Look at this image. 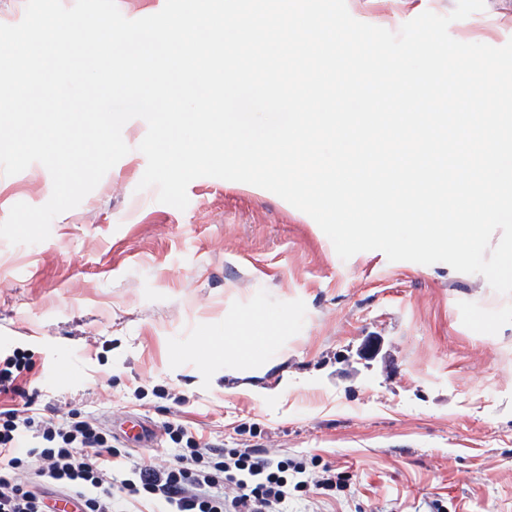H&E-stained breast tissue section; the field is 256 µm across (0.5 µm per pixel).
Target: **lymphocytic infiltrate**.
<instances>
[{
  "label": "lymphocytic infiltrate",
  "mask_w": 512,
  "mask_h": 512,
  "mask_svg": "<svg viewBox=\"0 0 512 512\" xmlns=\"http://www.w3.org/2000/svg\"><path fill=\"white\" fill-rule=\"evenodd\" d=\"M112 447L89 418L41 423L31 406L0 416V512H47V488L71 500L77 512H128L132 503L162 512H288L307 484L303 463L252 450L187 441L175 465L128 459L112 468ZM26 480H19V472Z\"/></svg>",
  "instance_id": "lymphocytic-infiltrate-1"
}]
</instances>
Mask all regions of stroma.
<instances>
[{"label":"stroma","mask_w":512,"mask_h":512,"mask_svg":"<svg viewBox=\"0 0 512 512\" xmlns=\"http://www.w3.org/2000/svg\"><path fill=\"white\" fill-rule=\"evenodd\" d=\"M390 31L456 0H346ZM512 40V0L453 22L460 38ZM143 119L130 151L50 237L0 239V358L26 353L17 395L54 423L96 419L119 450L176 462L167 425L201 443L259 448L307 465L288 512H512V295L438 262L341 260L306 213L267 190L193 180L185 210L138 190ZM39 163L0 174V221L45 204ZM273 336L251 373L201 352L204 337ZM140 417L163 433L139 447ZM335 490H324L326 471Z\"/></svg>","instance_id":"1"}]
</instances>
